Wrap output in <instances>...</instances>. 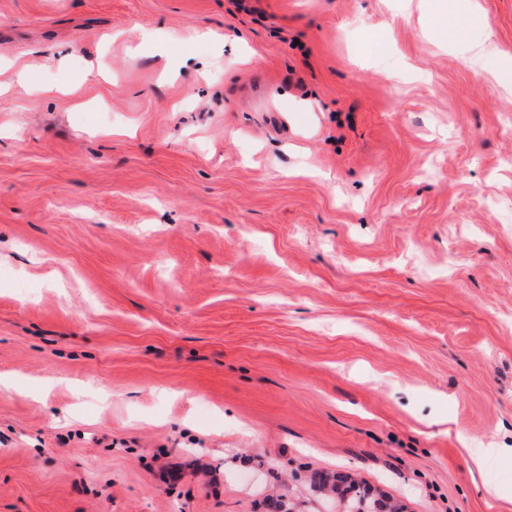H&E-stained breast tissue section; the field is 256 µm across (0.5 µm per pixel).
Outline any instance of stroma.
<instances>
[{
    "label": "stroma",
    "mask_w": 512,
    "mask_h": 512,
    "mask_svg": "<svg viewBox=\"0 0 512 512\" xmlns=\"http://www.w3.org/2000/svg\"><path fill=\"white\" fill-rule=\"evenodd\" d=\"M336 471L512 512V0H0V512Z\"/></svg>",
    "instance_id": "35a3bbf8"
}]
</instances>
